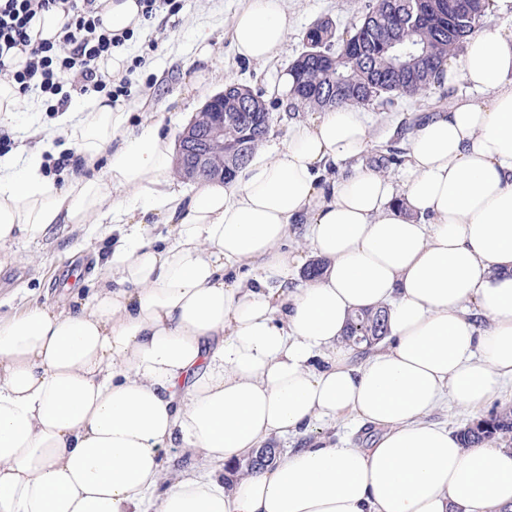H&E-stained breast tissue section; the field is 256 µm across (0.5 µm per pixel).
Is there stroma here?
Returning <instances> with one entry per match:
<instances>
[{
  "label": "stroma",
  "mask_w": 512,
  "mask_h": 512,
  "mask_svg": "<svg viewBox=\"0 0 512 512\" xmlns=\"http://www.w3.org/2000/svg\"><path fill=\"white\" fill-rule=\"evenodd\" d=\"M367 2L285 0L289 22L286 42L272 60L249 63L236 57L230 43L232 16L240 0H182L178 13H162L149 19L146 32L135 34L129 41L125 52L136 69L129 95L120 97L118 103L124 106L133 100H145V119L160 122L163 131L174 139L201 112L205 102L231 81L247 86L265 101L272 123L263 146H280L292 120L315 118L314 112L284 107L279 91L282 74L303 48L304 31L324 19L342 27L358 23ZM201 30L212 34V53L204 61L194 55V43ZM451 96V91L433 87L416 98L384 99L370 106L380 148L401 147V135L411 129L415 115L446 107ZM52 117L49 111L22 109L12 119L1 122L0 137L8 140L5 154L21 158L23 149L37 143ZM394 124L399 127L395 135L389 132ZM99 246L90 224H61L49 237L12 245L7 262L0 264V312H17L30 305L68 309L75 287L87 274L92 252ZM510 405L512 382L507 381L478 411L448 400L431 412L428 420L454 433L470 421L488 416L491 410ZM370 432V427L352 419L316 421L301 434L272 438L270 445L282 453L315 443L362 446Z\"/></svg>",
  "instance_id": "1"
}]
</instances>
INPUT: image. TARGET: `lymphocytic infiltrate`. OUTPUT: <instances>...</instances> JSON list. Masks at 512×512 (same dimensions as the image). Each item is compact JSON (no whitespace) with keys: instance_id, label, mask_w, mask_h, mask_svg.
Returning <instances> with one entry per match:
<instances>
[{"instance_id":"lymphocytic-infiltrate-1","label":"lymphocytic infiltrate","mask_w":512,"mask_h":512,"mask_svg":"<svg viewBox=\"0 0 512 512\" xmlns=\"http://www.w3.org/2000/svg\"><path fill=\"white\" fill-rule=\"evenodd\" d=\"M61 8L71 20L64 27L60 45L31 43L27 28L37 13ZM100 0H0V80L15 83L19 93L37 89L57 98L64 84L82 92H109L111 98L126 95L127 82L108 89L95 62L129 40V33H112L101 26ZM27 49L29 59L23 69L11 70L3 56L14 48Z\"/></svg>"}]
</instances>
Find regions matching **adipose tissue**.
Returning a JSON list of instances; mask_svg holds the SVG:
<instances>
[{
    "mask_svg": "<svg viewBox=\"0 0 512 512\" xmlns=\"http://www.w3.org/2000/svg\"><path fill=\"white\" fill-rule=\"evenodd\" d=\"M100 17L145 29L138 0ZM287 35L283 0L234 13L239 58L269 61ZM434 82L468 92L405 135L398 181L362 165L369 114L348 105L191 193L160 123L103 95L62 111L22 162L0 158V247L95 217L112 241L74 311L0 315V512L512 510V448H464L427 420L512 380V25L468 36ZM49 151L71 155L63 184ZM297 236L319 276L285 251ZM382 305L384 343L344 347L351 313ZM336 418L379 434L288 450L226 489L225 465ZM172 446L210 470L168 477Z\"/></svg>",
    "mask_w": 512,
    "mask_h": 512,
    "instance_id": "adipose-tissue-1",
    "label": "adipose tissue"
}]
</instances>
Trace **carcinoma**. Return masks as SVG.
<instances>
[{
	"label": "carcinoma",
	"instance_id": "carcinoma-1",
	"mask_svg": "<svg viewBox=\"0 0 512 512\" xmlns=\"http://www.w3.org/2000/svg\"><path fill=\"white\" fill-rule=\"evenodd\" d=\"M437 17L423 25L410 23L412 0H371L362 22L338 30L330 20L309 27L303 40L322 44L318 59L296 61L289 74L293 77L292 99L296 108L322 109L325 95L340 83L346 88L336 94L335 105L368 107L382 95L418 97L432 85L438 69L457 54L467 36L473 34L492 0H476L479 8L473 16L450 15L454 0H435ZM417 47L412 56L395 54L394 43ZM260 100L250 89L235 83L224 86V152L212 156V165L224 167V180L233 179L243 169L255 149L267 137L270 125L255 128L241 111L248 103ZM385 307L366 309L349 322L345 342L358 348L372 347L387 333ZM512 433V407L477 419L459 432L465 448L491 444ZM264 457L240 461L226 469L234 477L254 473L271 463Z\"/></svg>",
	"mask_w": 512,
	"mask_h": 512
}]
</instances>
